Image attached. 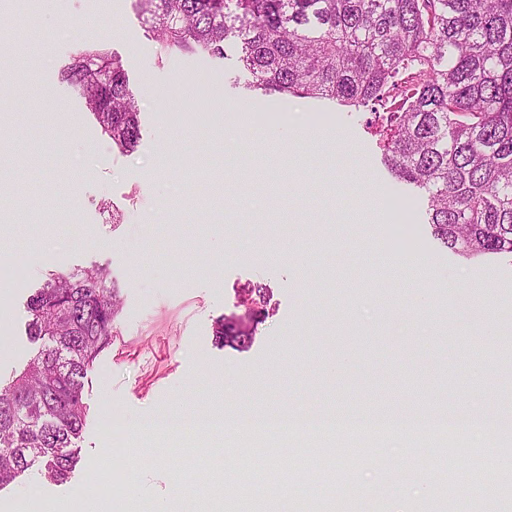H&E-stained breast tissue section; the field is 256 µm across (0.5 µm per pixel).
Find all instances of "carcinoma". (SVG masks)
I'll return each instance as SVG.
<instances>
[{
    "instance_id": "carcinoma-1",
    "label": "carcinoma",
    "mask_w": 512,
    "mask_h": 512,
    "mask_svg": "<svg viewBox=\"0 0 512 512\" xmlns=\"http://www.w3.org/2000/svg\"><path fill=\"white\" fill-rule=\"evenodd\" d=\"M161 52L224 56L264 92L336 99L375 115L385 164L427 198L434 235L466 256L512 255V0H139ZM112 142L140 139L121 59L80 47L63 70ZM253 320L270 291L243 290ZM118 288L105 269L54 274L28 303L41 342L0 381V489L35 467L63 482L79 461L84 379L112 342ZM218 344L253 336L219 319Z\"/></svg>"
}]
</instances>
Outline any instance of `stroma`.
<instances>
[{
    "instance_id": "35a3bbf8",
    "label": "stroma",
    "mask_w": 512,
    "mask_h": 512,
    "mask_svg": "<svg viewBox=\"0 0 512 512\" xmlns=\"http://www.w3.org/2000/svg\"><path fill=\"white\" fill-rule=\"evenodd\" d=\"M41 29L28 80L0 96V276L22 278L0 326V378L37 348L26 302L50 274L104 267L120 301L112 344L85 378L74 472L63 484L25 472L0 489V512L32 489L94 512V474L111 477L125 512H187L215 465L237 475L224 485L233 510L259 497L294 512L306 488L355 512H475L466 484L430 507L415 492L438 465L460 472L471 455L512 447L406 432L372 439L357 460L337 455L325 471L315 435L268 433L265 447L306 446L314 462L286 482L266 466L257 497L240 470L239 428L258 411L438 414L472 399L498 414L512 394V258L449 251L422 193L383 164L369 112L250 90L235 45L220 58L161 54L136 0H62ZM83 43L122 59L140 108L134 150L115 145L61 78ZM48 211L59 227L45 233ZM250 284L269 288L273 317L248 350L217 345L216 321L238 313ZM225 414L226 429L200 428ZM165 415L183 429L160 427ZM441 447L452 457L441 460ZM176 469L191 493L173 490Z\"/></svg>"
}]
</instances>
